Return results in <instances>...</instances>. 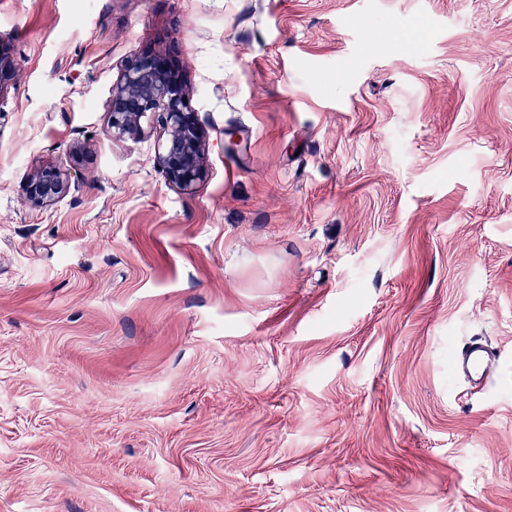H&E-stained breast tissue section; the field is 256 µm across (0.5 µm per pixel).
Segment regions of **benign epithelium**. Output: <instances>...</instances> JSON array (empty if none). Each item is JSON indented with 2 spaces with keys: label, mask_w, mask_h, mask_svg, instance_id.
Here are the masks:
<instances>
[{
  "label": "benign epithelium",
  "mask_w": 512,
  "mask_h": 512,
  "mask_svg": "<svg viewBox=\"0 0 512 512\" xmlns=\"http://www.w3.org/2000/svg\"><path fill=\"white\" fill-rule=\"evenodd\" d=\"M0 35V97L16 79L17 63L4 50ZM107 133L122 137L134 132L142 116L153 117L162 131L155 161L169 184L192 190L202 178L207 153L204 129L193 109L178 66L172 57L148 48L121 65L108 96ZM26 199L34 206H50L70 191L60 168L43 165L25 180Z\"/></svg>",
  "instance_id": "1"
}]
</instances>
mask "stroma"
Wrapping results in <instances>:
<instances>
[{"mask_svg":"<svg viewBox=\"0 0 512 512\" xmlns=\"http://www.w3.org/2000/svg\"><path fill=\"white\" fill-rule=\"evenodd\" d=\"M0 34V512H512V0H0ZM148 48L188 192L150 118L106 133ZM5 38L0 35V98L9 84L16 79L17 63L15 59L4 50ZM110 137L134 132L150 115L162 131L155 161L170 185L192 190L207 153L204 129L172 57L148 48L121 65L108 96ZM26 199L34 206L56 204L70 191V184L59 167L43 165L25 180ZM458 371L468 380L484 385L493 367L496 355L479 339L460 344L454 353Z\"/></svg>","mask_w":512,"mask_h":512,"instance_id":"obj_1","label":"stroma"}]
</instances>
